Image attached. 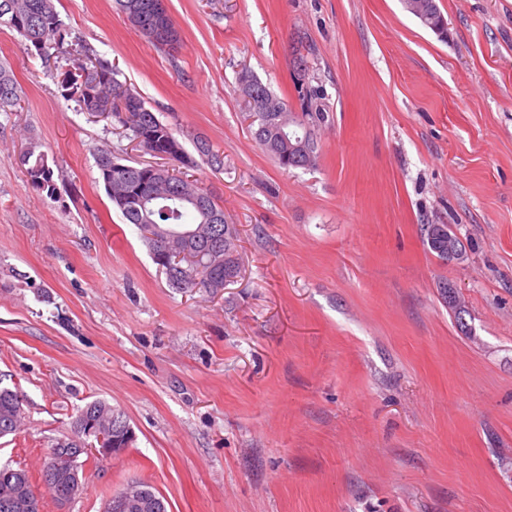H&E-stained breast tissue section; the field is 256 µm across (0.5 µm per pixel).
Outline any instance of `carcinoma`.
Returning <instances> with one entry per match:
<instances>
[{"label":"carcinoma","instance_id":"1","mask_svg":"<svg viewBox=\"0 0 512 512\" xmlns=\"http://www.w3.org/2000/svg\"><path fill=\"white\" fill-rule=\"evenodd\" d=\"M154 0H114L117 11L127 16L138 15L148 26H153V16L149 9ZM14 29L24 39L25 46L38 43L37 55L43 58L50 56V51L63 53L68 51L66 31L54 0H0V26ZM166 36H152L148 32L145 37L154 45L173 49L180 42L179 30L171 18L165 20ZM73 41L80 44V53L71 57L72 69L87 72L86 82L93 83L99 74L108 75L101 88L103 100H112L113 115L130 130L132 138L150 154L165 153L169 146L181 145L174 135L172 128L161 120L143 122L135 119L138 112H146L144 100L135 96L129 104L130 116H121L118 101L128 89L127 83L117 78V71L108 61L100 59L94 50L81 44V38L74 37ZM62 85L67 91V97L74 100L84 111H92V106L84 96L81 85L74 78H63ZM263 93L276 101L282 108L280 112L262 114L252 108L251 102H245L249 115L253 117L252 135L258 145L270 155L279 166L290 169L288 160L294 152L288 151V146L277 131L278 125L290 126L288 141L301 144L308 152L311 163H316L317 154L314 140L303 124L294 120L288 110V104L268 87H263ZM22 101V89L13 76L11 69L0 63V112H12ZM196 149L207 162L218 169L224 166V159L215 153L207 141L196 139ZM27 176L33 184L54 195L56 191L53 170L49 167L43 152L28 148L22 155ZM96 165L102 181L109 185L107 195L126 221L135 227L142 224H155L164 233H181L194 230L197 227L207 229V238L202 241L193 239L182 242L183 249L189 255L201 256L192 263L187 279L174 274L168 278L169 286L183 291L195 289L216 294L211 288L210 265L215 259L224 257L227 252H239V233L236 225L230 223L213 197L202 188L198 182L187 183L186 177L179 179L168 175V170L160 165H129L115 160L112 153L100 152L96 157ZM23 399L17 391L3 385L0 378V433L12 434L17 431L23 414ZM78 414L93 419L102 435V446L112 447V406L103 401H93L86 404Z\"/></svg>","mask_w":512,"mask_h":512}]
</instances>
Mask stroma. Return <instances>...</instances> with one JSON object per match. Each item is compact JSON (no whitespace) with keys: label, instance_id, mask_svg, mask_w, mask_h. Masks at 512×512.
<instances>
[{"label":"stroma","instance_id":"1","mask_svg":"<svg viewBox=\"0 0 512 512\" xmlns=\"http://www.w3.org/2000/svg\"><path fill=\"white\" fill-rule=\"evenodd\" d=\"M437 4L443 36L400 0H167L181 42L161 50L113 0H55L236 224L241 273L214 296L171 288L106 195L99 150L154 156L64 97V56L0 26L23 89L0 112V382L23 397L0 466L41 489L100 399L135 440L84 463L68 512L135 480L167 512H512V0ZM244 70L309 127L315 166L255 142ZM32 144L55 195L20 163ZM426 224L463 258L432 252ZM427 230V243L432 248L431 250L437 253L438 257L447 259V257H445L442 253L437 252H442L446 248L447 250H445V255L448 256V261L460 259L462 255V252L460 250V241L458 242L460 248L459 249L457 246L458 237L453 232H451L450 228L447 225L430 224L428 225Z\"/></svg>","mask_w":512,"mask_h":512}]
</instances>
